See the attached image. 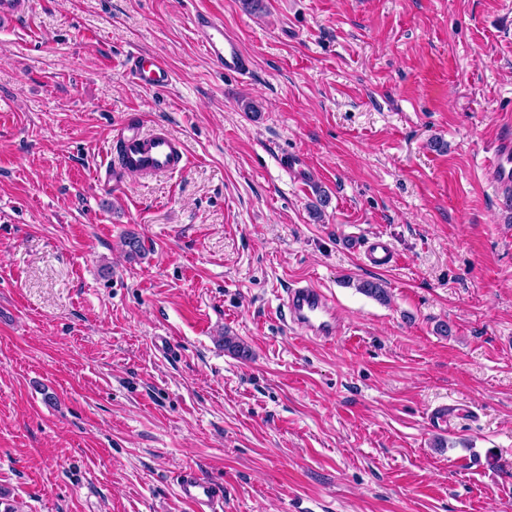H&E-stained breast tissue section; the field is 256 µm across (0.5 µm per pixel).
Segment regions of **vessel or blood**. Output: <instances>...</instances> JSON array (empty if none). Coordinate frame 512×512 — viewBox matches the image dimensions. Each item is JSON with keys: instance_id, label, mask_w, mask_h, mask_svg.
Masks as SVG:
<instances>
[{"instance_id": "obj_1", "label": "vessel or blood", "mask_w": 512, "mask_h": 512, "mask_svg": "<svg viewBox=\"0 0 512 512\" xmlns=\"http://www.w3.org/2000/svg\"><path fill=\"white\" fill-rule=\"evenodd\" d=\"M192 30L207 53L225 74L246 76L252 60L246 55L237 36L225 28L212 13L197 12L191 20ZM130 72L141 87L159 90L168 86L171 75L157 57L137 55L130 62ZM112 160L97 171L99 183L116 187L130 173L157 176L184 171L190 159L182 143L164 129L144 131L138 119L132 118L116 126L112 133ZM498 185L503 192L512 191V138H503L497 150ZM283 319L298 326L304 333L329 341L336 332V319L329 297L315 284L298 283L288 291ZM180 498L191 505L193 512H216L223 498L221 486L199 474L196 469L182 471L178 484Z\"/></svg>"}]
</instances>
